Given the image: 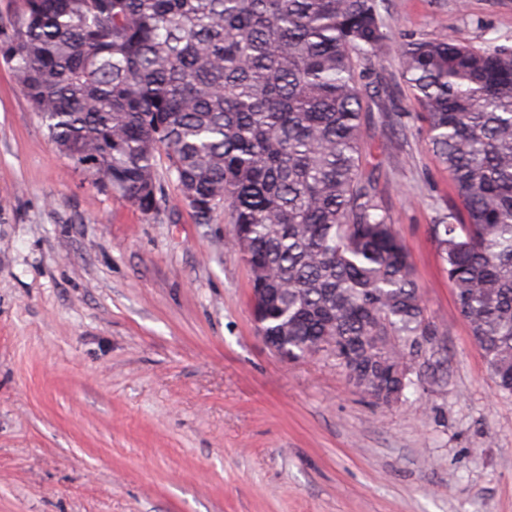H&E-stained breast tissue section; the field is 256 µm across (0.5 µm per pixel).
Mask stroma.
<instances>
[{
    "label": "stroma",
    "mask_w": 512,
    "mask_h": 512,
    "mask_svg": "<svg viewBox=\"0 0 512 512\" xmlns=\"http://www.w3.org/2000/svg\"><path fill=\"white\" fill-rule=\"evenodd\" d=\"M394 42L512 49V0H382ZM367 161L439 328L377 405L328 353L259 335L223 208L142 213L49 140L0 59V512H512V396L432 226L456 199L397 54Z\"/></svg>",
    "instance_id": "35a3bbf8"
}]
</instances>
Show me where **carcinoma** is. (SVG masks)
<instances>
[{
    "mask_svg": "<svg viewBox=\"0 0 512 512\" xmlns=\"http://www.w3.org/2000/svg\"><path fill=\"white\" fill-rule=\"evenodd\" d=\"M0 50L50 140L146 214L165 156L200 218L224 207L268 336L329 352L375 401L437 335L363 147L385 112L378 0H18ZM461 209L433 233L455 305L512 395V50L399 46Z\"/></svg>",
    "mask_w": 512,
    "mask_h": 512,
    "instance_id": "obj_1",
    "label": "carcinoma"
}]
</instances>
